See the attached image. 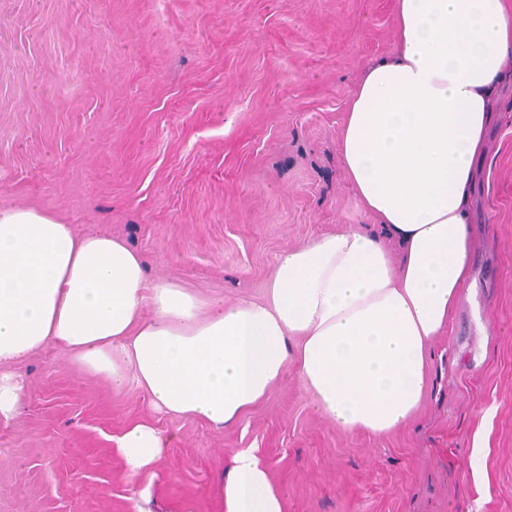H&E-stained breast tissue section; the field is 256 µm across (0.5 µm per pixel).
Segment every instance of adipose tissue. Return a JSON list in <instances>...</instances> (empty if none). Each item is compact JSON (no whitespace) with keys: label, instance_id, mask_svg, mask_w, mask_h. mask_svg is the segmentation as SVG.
<instances>
[{"label":"adipose tissue","instance_id":"ef3b65f1","mask_svg":"<svg viewBox=\"0 0 512 512\" xmlns=\"http://www.w3.org/2000/svg\"><path fill=\"white\" fill-rule=\"evenodd\" d=\"M395 37L396 54L365 67L337 140L374 227L283 250L261 299L228 305L148 281L123 241L0 202V419L28 392L10 365L56 346L175 417L235 425L292 366L340 430L407 427L470 277L475 161L512 70V0H396ZM173 441L141 422L116 445L131 477L150 480ZM221 496L224 512H285L249 449L234 453Z\"/></svg>","mask_w":512,"mask_h":512}]
</instances>
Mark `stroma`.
<instances>
[{
	"instance_id": "obj_1",
	"label": "stroma",
	"mask_w": 512,
	"mask_h": 512,
	"mask_svg": "<svg viewBox=\"0 0 512 512\" xmlns=\"http://www.w3.org/2000/svg\"><path fill=\"white\" fill-rule=\"evenodd\" d=\"M395 51V0H0V195L124 241L150 280L262 297L283 249L369 223L337 135L366 64ZM497 108L472 286L407 428L341 431L292 369L233 426L172 417L48 348L0 421V512H222L237 448L286 512H512V73ZM140 421L176 436L146 490L115 444Z\"/></svg>"
}]
</instances>
